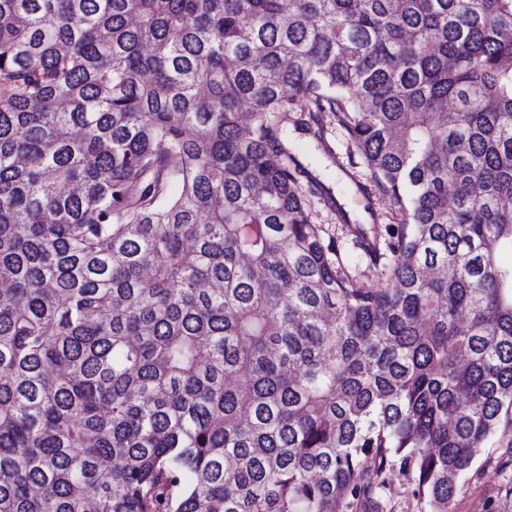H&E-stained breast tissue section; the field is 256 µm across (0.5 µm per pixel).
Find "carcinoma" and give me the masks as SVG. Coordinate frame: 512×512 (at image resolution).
I'll return each instance as SVG.
<instances>
[{"instance_id":"obj_1","label":"carcinoma","mask_w":512,"mask_h":512,"mask_svg":"<svg viewBox=\"0 0 512 512\" xmlns=\"http://www.w3.org/2000/svg\"><path fill=\"white\" fill-rule=\"evenodd\" d=\"M303 101L398 220L380 288ZM506 199L512 0H0V512H450L512 431ZM288 113V149L306 171L301 192L313 224L326 241L348 258L346 270L365 288H378L389 274L374 267L359 247V225L380 252H387L386 228L396 224L388 201L379 192L366 163L332 112H308L306 103Z\"/></svg>"}]
</instances>
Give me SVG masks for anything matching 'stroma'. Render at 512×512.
Segmentation results:
<instances>
[{"instance_id": "1", "label": "stroma", "mask_w": 512, "mask_h": 512, "mask_svg": "<svg viewBox=\"0 0 512 512\" xmlns=\"http://www.w3.org/2000/svg\"><path fill=\"white\" fill-rule=\"evenodd\" d=\"M287 142L304 168L299 181L312 222L347 257L351 276L364 287H379L384 270L359 247L356 232L364 230L377 248L386 249V229L395 216L347 131L332 113L301 105L288 115ZM503 444L498 436L489 442L474 465L478 477L460 480L451 512H512V496L502 488L506 476L496 466Z\"/></svg>"}]
</instances>
